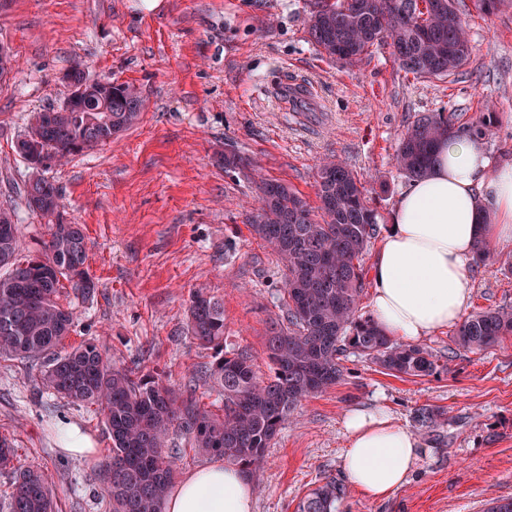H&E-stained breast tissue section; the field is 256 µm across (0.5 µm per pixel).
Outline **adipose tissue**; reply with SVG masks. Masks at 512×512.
<instances>
[{
	"label": "adipose tissue",
	"instance_id": "obj_1",
	"mask_svg": "<svg viewBox=\"0 0 512 512\" xmlns=\"http://www.w3.org/2000/svg\"><path fill=\"white\" fill-rule=\"evenodd\" d=\"M512 244V163L495 161L483 139L444 141L429 173L399 196L372 267V317L389 336L413 343L456 325L471 295L478 246ZM341 468L373 500L403 487L420 459L418 438L385 410L344 418ZM256 487L221 461L186 474L162 512H254Z\"/></svg>",
	"mask_w": 512,
	"mask_h": 512
}]
</instances>
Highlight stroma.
I'll list each match as a JSON object with an SVG mask.
<instances>
[{"mask_svg":"<svg viewBox=\"0 0 512 512\" xmlns=\"http://www.w3.org/2000/svg\"><path fill=\"white\" fill-rule=\"evenodd\" d=\"M313 0H11L0 10V44L13 68L0 80V205L15 198L27 166L14 151L34 113L60 105L64 73L82 63L95 80L134 84L145 100L136 125L74 156L46 175L87 237L93 298L61 296L75 315L69 344L95 338L134 376L159 373L192 390L202 407L222 398L201 378L212 350L187 328L197 290L224 303V348L251 355L270 373L265 339L281 314L284 267L245 222L255 205L254 173L291 184L317 204L323 159L336 157L359 178L373 207L389 218L408 186L393 162L418 115L453 112L461 125L491 111L493 158L512 162V0L485 14L466 0L473 52L463 79L405 73L384 46L362 62L322 56L310 42ZM310 84L312 112H287L275 87L283 76ZM235 150L248 167L225 169ZM469 267L466 313L512 306V247ZM447 356L425 377L397 375L349 356L336 385L302 400L253 477L255 512H297L300 499L328 480L342 485L336 512H485L512 498V335L486 350L457 349L451 330L421 341ZM446 411L419 430L417 408ZM385 409L415 429L420 460L409 481L374 501L346 485L342 425L354 409ZM79 424L98 451L110 439L102 415L46 389L34 364L0 358V435L26 466L43 469L59 512H108L98 457L59 448L57 428Z\"/></svg>","mask_w":512,"mask_h":512,"instance_id":"35a3bbf8","label":"stroma"}]
</instances>
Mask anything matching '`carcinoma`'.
<instances>
[{"label":"carcinoma","mask_w":512,"mask_h":512,"mask_svg":"<svg viewBox=\"0 0 512 512\" xmlns=\"http://www.w3.org/2000/svg\"><path fill=\"white\" fill-rule=\"evenodd\" d=\"M426 2L315 0L308 20L310 41L326 57L350 64L388 45L399 67L418 79L454 77L471 55L464 0H447L442 14L429 10ZM111 89L106 111H96L98 105L91 103L68 111L49 108L37 113L33 131L16 141V153L29 170L16 194L26 209L48 219L49 239L42 249L20 254L16 208L0 207V356L40 364L44 386L103 414L111 437L101 456L110 512H160L176 478L177 451L167 445L173 426L195 451L222 457L252 477L298 403L340 380L347 355L374 360L399 375L422 377L443 369L441 357L397 341L372 316L359 313L365 285L361 260L381 232L379 213L360 180L334 159L318 171L320 215L289 184L262 177L257 206L246 216L286 268L282 318L266 338L272 364L267 379L256 376L246 351H224V303L203 292L190 299L188 329L199 344L215 350L201 374L224 398L222 411L202 408L193 393L159 376L132 377L92 338L60 352L75 326L73 311L59 303L61 289L67 283L88 299L97 282L86 267L83 225L68 216L61 188L34 162L40 157L61 162L134 126L143 109L138 88L113 82ZM283 102L290 112L315 107L305 86L288 89ZM493 124L490 112L465 129L456 125L453 112L421 115L403 133L395 165L406 178H420L429 171L441 139L464 132L485 137ZM509 335L512 309H489L462 318L453 341L475 353ZM442 416L439 408L423 406L414 420L430 429ZM0 470L13 473L5 491L7 512H56L47 474L18 465L14 442L3 435ZM339 498L336 482L328 480L302 499L298 512H336Z\"/></svg>","instance_id":"obj_1"}]
</instances>
